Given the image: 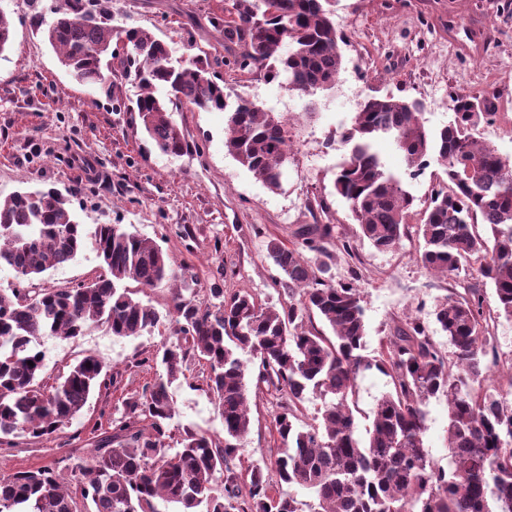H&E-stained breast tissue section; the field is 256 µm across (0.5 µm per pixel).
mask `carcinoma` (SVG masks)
<instances>
[{"label": "carcinoma", "instance_id": "1", "mask_svg": "<svg viewBox=\"0 0 512 512\" xmlns=\"http://www.w3.org/2000/svg\"><path fill=\"white\" fill-rule=\"evenodd\" d=\"M262 2L261 11L257 0H235V16L224 21L233 64L260 67L271 80L284 75L301 94L333 88L345 38L331 0ZM35 24L78 82L110 90L114 75L133 79L139 88L133 111L161 152L188 148L172 118L179 107L224 110L227 151L269 190L281 188L289 119L242 97L229 106L212 63L195 58L176 65L169 46L140 27L125 29L127 46L114 48L110 0H66L53 22ZM475 99L453 95L452 118L436 132L425 126L416 100L367 99L342 135L349 152L334 181L360 239L389 251L413 227L428 269L459 284L475 272L490 284L492 303L483 289L466 288L434 305L431 315L448 337L450 359L413 315L380 342L378 355L364 354L360 289L319 276L320 258L331 257V247L353 251L350 241L335 238L331 224H304L289 245L268 242L267 258L288 293L281 308L241 290L226 295L212 288L219 299L213 303L173 288L172 304L162 312L137 297L179 278L155 240L119 224L85 231L55 188L17 191L0 203V269L31 283L88 248L102 269L77 286L0 289V441L52 435L107 386L106 364L93 353L56 384L41 385L45 338L72 340L100 326L129 338L174 326V339L138 362L154 370L153 382L124 400L122 416L103 432L95 453L77 462L68 478L51 466L0 475V512H80L87 501L89 512H158V500L179 512H197L202 504L206 512H302L294 497L279 491L283 483L310 491L309 512H492L491 501L498 512H512V384L507 390L488 384L485 365L499 320L512 321V158L476 137L495 112L486 95L483 111H474ZM382 137L394 139L410 168L432 157L444 167L449 190L432 194L418 224H409L413 197L374 150ZM131 281L137 289L129 288ZM316 317L327 330L317 328ZM239 350L256 360V390L278 407L273 431L280 446L247 466L235 463L251 423ZM196 359L208 365L205 392L224 420V440L187 428L181 447L170 448L166 422L175 405L169 386ZM373 369L390 378L392 389L378 400L362 438L352 406L359 375ZM310 392L321 400L313 423L305 421L303 407ZM438 394L448 399L446 470L435 467L425 447V407Z\"/></svg>", "mask_w": 512, "mask_h": 512}]
</instances>
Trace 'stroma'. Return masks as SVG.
<instances>
[{
    "instance_id": "obj_1",
    "label": "stroma",
    "mask_w": 512,
    "mask_h": 512,
    "mask_svg": "<svg viewBox=\"0 0 512 512\" xmlns=\"http://www.w3.org/2000/svg\"><path fill=\"white\" fill-rule=\"evenodd\" d=\"M235 0H112L114 23L153 32L167 43L174 60L224 55L218 20L230 17ZM62 0H0L13 41L0 53V200L14 192L53 187L87 226L119 224L155 239L175 262L180 285L199 298L211 289L245 290L271 305L287 302L277 289L280 272L266 257L267 243H291L303 224H333L339 236L357 226L348 203L335 195L334 178L347 149L340 134L350 127L359 104L371 96L417 99L432 130L448 124L455 93L490 94L496 114L478 128L480 140L512 158V0H336L334 9L346 37L343 68L333 89L310 96L289 90L286 77L268 79L263 70L217 67L230 97H243L290 120L292 148L281 190L269 191L224 146L226 115L185 106L173 118L188 149L161 153L128 109L137 87L116 79L112 91L75 81L58 54L36 34V16L53 20ZM387 170L402 177L413 196L411 223H419L443 169L430 165L409 177L403 155L388 140L378 145ZM327 279L353 282L362 293L366 355H376L382 338L405 316L431 311L449 287L419 258L416 237L380 252L358 243L353 253L334 251ZM99 273L94 252L85 251L68 267L47 271L40 288H61L92 280ZM164 338L147 333L115 339L95 328L71 341L45 339L40 379L53 385L86 353L97 354L115 378L95 392L80 415L49 438L17 437L0 445V475L54 465L67 469L89 458L127 394L141 390L153 374L139 359ZM207 374L191 362L170 393L176 413L167 423L170 447L183 428L223 438L224 423L201 390ZM425 446L435 466L448 465V402L430 398ZM275 398L263 394L252 408L251 430L236 461L257 463L277 447L272 432Z\"/></svg>"
}]
</instances>
